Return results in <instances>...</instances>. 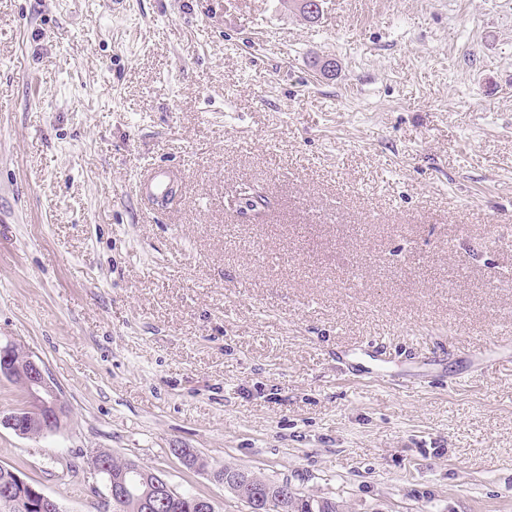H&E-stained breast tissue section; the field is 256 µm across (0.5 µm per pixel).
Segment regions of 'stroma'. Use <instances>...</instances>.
Returning a JSON list of instances; mask_svg holds the SVG:
<instances>
[{
  "label": "stroma",
  "mask_w": 512,
  "mask_h": 512,
  "mask_svg": "<svg viewBox=\"0 0 512 512\" xmlns=\"http://www.w3.org/2000/svg\"><path fill=\"white\" fill-rule=\"evenodd\" d=\"M0 343L68 405L0 466L64 512H117L97 449L215 512L227 464L512 512V0H0ZM170 184L169 174L166 169L161 167H152L147 174L135 183V191L152 196L163 195Z\"/></svg>",
  "instance_id": "obj_1"
}]
</instances>
